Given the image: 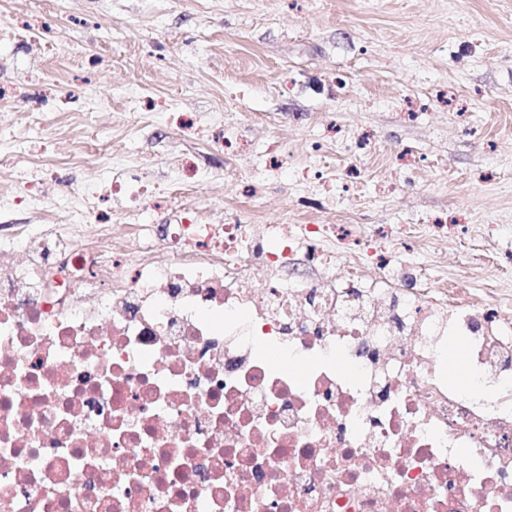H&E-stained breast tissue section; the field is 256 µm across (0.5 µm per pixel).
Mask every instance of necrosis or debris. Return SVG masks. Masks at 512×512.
I'll return each instance as SVG.
<instances>
[{
	"label": "necrosis or debris",
	"mask_w": 512,
	"mask_h": 512,
	"mask_svg": "<svg viewBox=\"0 0 512 512\" xmlns=\"http://www.w3.org/2000/svg\"><path fill=\"white\" fill-rule=\"evenodd\" d=\"M78 215L0 234V512H512V299L432 281L447 218Z\"/></svg>",
	"instance_id": "necrosis-or-debris-1"
}]
</instances>
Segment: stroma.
<instances>
[{
    "label": "stroma",
    "instance_id": "1",
    "mask_svg": "<svg viewBox=\"0 0 512 512\" xmlns=\"http://www.w3.org/2000/svg\"><path fill=\"white\" fill-rule=\"evenodd\" d=\"M0 89V148L46 176L43 212L0 206V224L72 223L116 170L164 198L109 200L117 224L452 215L467 231L437 277L512 289V0H0ZM354 157L355 194L300 177L343 181Z\"/></svg>",
    "mask_w": 512,
    "mask_h": 512
}]
</instances>
